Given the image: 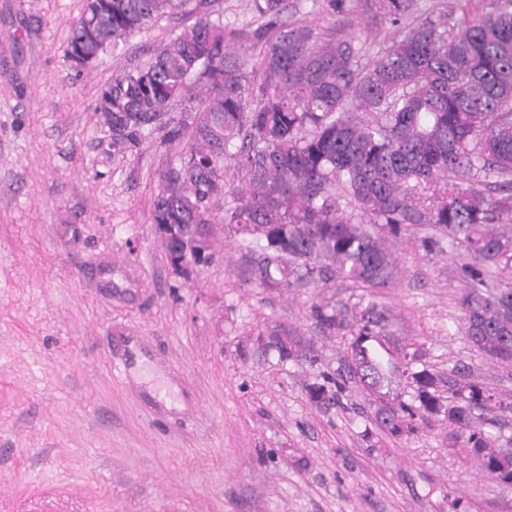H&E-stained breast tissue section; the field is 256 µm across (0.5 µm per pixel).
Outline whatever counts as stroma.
Returning a JSON list of instances; mask_svg holds the SVG:
<instances>
[{
	"instance_id": "1",
	"label": "stroma",
	"mask_w": 512,
	"mask_h": 512,
	"mask_svg": "<svg viewBox=\"0 0 512 512\" xmlns=\"http://www.w3.org/2000/svg\"><path fill=\"white\" fill-rule=\"evenodd\" d=\"M83 5L0 0V512H512V486L441 418L382 430L347 377L352 335L314 313L376 303L392 350L496 393L503 408L478 416L512 452V367L465 334L458 250L428 251L412 227L388 286L261 287L229 222L230 165L213 259L175 273L152 210L183 146L157 131L115 149L94 104L196 17L159 19L79 72L63 50ZM288 15L356 41L396 32L373 0L341 18L288 0ZM340 376V399H312Z\"/></svg>"
}]
</instances>
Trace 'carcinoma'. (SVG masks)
<instances>
[{
	"label": "carcinoma",
	"instance_id": "carcinoma-1",
	"mask_svg": "<svg viewBox=\"0 0 512 512\" xmlns=\"http://www.w3.org/2000/svg\"><path fill=\"white\" fill-rule=\"evenodd\" d=\"M252 2L260 27L227 28L205 14L97 96L112 145L132 150L156 129L185 142L161 173L153 223H210L224 198V161H233L245 186L229 223L258 254L264 288L329 273L356 287L387 286L398 273L393 242L428 224L440 234L425 239L428 249L444 239L464 248L459 305L469 340L512 364V0L478 16L449 9L408 24L412 0H378L397 31L376 50L289 20L285 0ZM313 7L342 16L357 3ZM190 12V0H85L64 57L96 59L160 18ZM243 41L258 50L253 64L239 52ZM177 102L178 120L169 116ZM491 185L502 198L485 195ZM315 313L354 336L349 374L375 397L384 429L401 433L419 409L442 413L479 468L512 485V456L491 449L474 420L494 393L456 382L445 405L435 376L411 369L417 352L374 346L383 320L375 307L359 318ZM398 377L419 406L389 401Z\"/></svg>",
	"mask_w": 512,
	"mask_h": 512
}]
</instances>
